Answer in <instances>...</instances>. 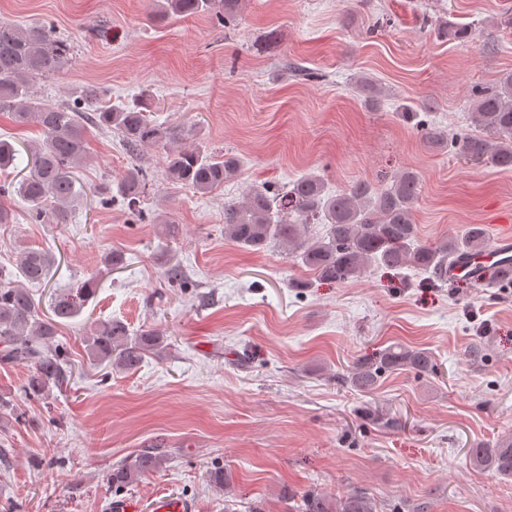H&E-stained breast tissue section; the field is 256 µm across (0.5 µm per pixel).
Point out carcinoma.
Masks as SVG:
<instances>
[{
	"instance_id": "carcinoma-1",
	"label": "carcinoma",
	"mask_w": 512,
	"mask_h": 512,
	"mask_svg": "<svg viewBox=\"0 0 512 512\" xmlns=\"http://www.w3.org/2000/svg\"><path fill=\"white\" fill-rule=\"evenodd\" d=\"M245 0H152L151 18L165 21L172 17L208 14L226 29L238 26ZM438 37L465 41L471 28L448 24L437 27ZM73 46L57 35L51 26L23 27L0 21V112L9 113L20 126L40 128L43 138L22 144L18 150L0 139V171L15 165L17 154L25 152L28 174L14 183L0 185V196H19L28 204L33 224H65L83 199L76 189L75 168L86 160L87 125L115 132L131 162L125 174L103 187L98 203L103 208L119 205L140 224L152 223L144 207L152 178L141 163L143 150L175 143L185 131H176L151 118L146 100L135 103H99L96 87L87 88L73 102L49 101L34 95L31 82L51 79L69 62ZM356 91L367 105H378L379 88L372 78L361 76ZM468 109L482 134L448 133L418 119L417 112L404 104L400 115L423 131L427 141L450 149L466 162L487 163L512 171V73L499 80L496 89L472 92ZM239 159L229 153L214 157L200 148L168 151L163 174L197 194H208L221 187L237 172ZM420 194V176L413 170L397 172L385 187L356 182L341 193L327 192L323 178L307 173L291 183H263L251 186L242 199L224 203V237L237 246L263 251L283 246L292 257L325 282L343 284L363 277L369 268H410L426 275L435 287L454 285L448 269L470 254L489 247L486 229L471 225L462 238H444L434 246L418 240L414 207ZM320 224L323 231L310 234ZM55 264L53 254L28 248L17 256L18 276L30 284H44ZM189 278L183 267L169 266L163 274L166 288H183ZM512 287V270L497 269L473 288L489 284ZM87 282L73 297L55 300L51 317L39 314V304L28 288L13 279V273L0 269V363L27 368L28 378L21 387L27 400H46L53 389H62L72 374L67 347L55 341L60 327L80 315L83 302L92 294ZM167 337L142 330L136 336L119 320L100 322L83 338L86 356L93 365L108 364L124 371L140 367L148 354L166 349ZM407 369L418 375L436 372L429 351L391 346L375 360L361 359L351 371L349 382L363 393L372 392L382 374ZM167 455L148 448L131 460H123L106 475L116 491L158 471ZM474 468L502 478H512V439L492 448L470 449ZM296 512H377L374 499L351 493L330 497L308 491L296 503Z\"/></svg>"
}]
</instances>
